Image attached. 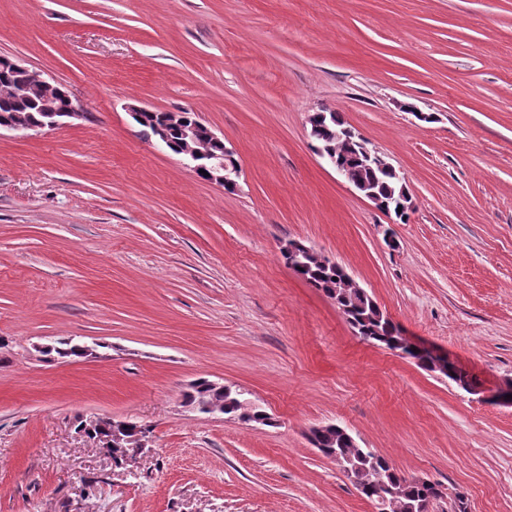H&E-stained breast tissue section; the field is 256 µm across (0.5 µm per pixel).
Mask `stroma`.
<instances>
[{
    "label": "stroma",
    "instance_id": "obj_1",
    "mask_svg": "<svg viewBox=\"0 0 512 512\" xmlns=\"http://www.w3.org/2000/svg\"><path fill=\"white\" fill-rule=\"evenodd\" d=\"M1 55L84 117L0 132V512H377L311 445L327 423L440 484L432 512H512V407L363 341L280 254L341 264L484 391L512 379V0H0ZM134 105L197 113L238 189ZM322 109L396 169L407 220L315 154ZM71 337L99 358L35 350ZM200 378L270 425L186 407ZM93 415L148 452L114 467L76 429Z\"/></svg>",
    "mask_w": 512,
    "mask_h": 512
}]
</instances>
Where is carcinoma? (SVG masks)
Returning a JSON list of instances; mask_svg holds the SVG:
<instances>
[{
	"instance_id": "1",
	"label": "carcinoma",
	"mask_w": 512,
	"mask_h": 512,
	"mask_svg": "<svg viewBox=\"0 0 512 512\" xmlns=\"http://www.w3.org/2000/svg\"><path fill=\"white\" fill-rule=\"evenodd\" d=\"M22 114L28 120L36 123L42 119L37 105L23 99L0 97V121H7ZM309 135L314 147L330 154L336 165L342 170L347 179L354 184H366L382 200L395 208L396 203L408 194L402 179L391 169L368 168L360 159L359 145L355 139L344 134L348 126L340 116L331 114L322 116L314 112L308 117ZM294 272L310 286L322 291L328 298L334 300L338 308L349 310L348 323L361 336L370 338L377 344H383V339L399 331V327L386 319L370 299L352 292H344L340 283L343 280L344 267L340 264L325 265L315 257L301 259ZM80 343L71 338L61 339L51 345L47 354H56L60 358H78ZM244 398L237 390L224 391L212 386V383L202 379L185 394V404L191 405L202 413L208 412L215 405L222 407L224 415L238 417L242 415L241 403ZM317 447L328 448L340 460L351 459L365 465L362 475V488L359 492L366 498L379 501L383 496H389V491L397 488L401 491L398 501L399 512H410L408 505L430 497L438 498L442 491L433 486L420 485L396 472L381 455L370 448H361L347 442L333 427L326 429L317 436Z\"/></svg>"
}]
</instances>
